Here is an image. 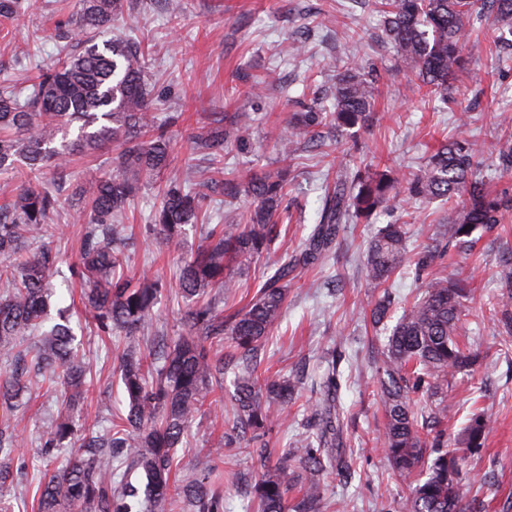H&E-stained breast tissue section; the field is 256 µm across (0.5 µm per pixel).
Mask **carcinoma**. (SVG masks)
Instances as JSON below:
<instances>
[{"instance_id":"1","label":"carcinoma","mask_w":512,"mask_h":512,"mask_svg":"<svg viewBox=\"0 0 512 512\" xmlns=\"http://www.w3.org/2000/svg\"><path fill=\"white\" fill-rule=\"evenodd\" d=\"M136 0H80L76 28L88 34L81 47L35 76L28 93L0 90V173L20 178L12 203L0 206V268L8 289L0 295V354L10 359L0 370V488L13 470L24 472L20 440L11 416L30 399L33 382L46 379L66 385L69 406L84 405L85 381L93 365L79 354L69 321L44 329L50 304L47 277L59 253L42 241L48 218L61 208L63 189L50 179L30 186V176L64 170L74 156L95 155L117 144L105 158L109 172L76 183L68 205L74 220L85 224L71 278L85 284L83 303L101 336L124 333L119 356L120 380L128 412L101 431H78L74 420L57 416L39 435L41 455L58 458L63 443L79 436L81 456L54 470L44 469L37 484V512H224V486L213 479L220 458L196 474L176 479V451L188 424L215 393H224V357L237 360L232 429L252 444L260 471L253 486L257 512H319L325 488L319 474L339 470L334 454L341 417L336 410V362L320 377L323 399L308 415L314 432L267 465L265 435L274 424L272 406L288 407L296 399L298 378L271 377L259 371L258 352L280 323L286 308L288 275L281 265L245 307L224 313L212 291L230 295L235 283L232 261L248 262L268 251L284 206L288 175L279 169L224 171V145L241 137L248 117L224 115L191 134L196 160L207 164L209 179L224 194L244 193L253 208L244 224L208 225L198 248L179 269L184 302V334L156 336L149 351L139 336L153 323L163 283L144 273L133 281L123 274L126 239L120 218L140 189L144 176L169 174L160 205L149 217V233L158 246L177 243L184 226L204 223V194L186 184L174 165L169 140L155 131L140 43L123 37L102 42L112 22ZM512 30V0H384V33L401 61L417 72L413 90L448 95V84L461 69V53L473 16L482 11ZM370 81L358 58L346 62L336 77L329 107L302 105L275 134L279 149L290 155L319 127L338 130L364 126L373 119ZM502 168L512 171V117H501ZM481 149L467 139L442 143L418 169L399 173L386 167L373 173L347 171L321 210L319 223L305 242L303 262L329 257L338 226L366 220L384 209L394 212L408 200L442 199L444 222L461 246L472 247L477 232L492 230L512 212V195L497 192L475 177ZM408 223L385 225L370 241L365 269L374 288L396 273L420 277L448 245L413 252L407 247ZM471 289L464 278L437 274L403 313L376 363L384 417L381 447L392 473L407 483L404 512H466L459 474L466 456L485 445L487 421L476 413L460 447L445 446L448 378L472 372L477 351L460 340ZM385 293L374 301L371 318L379 324L392 306ZM33 345L23 346L26 337ZM125 468L145 478L143 489L115 480Z\"/></svg>"}]
</instances>
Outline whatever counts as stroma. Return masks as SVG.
Segmentation results:
<instances>
[{"instance_id": "1", "label": "stroma", "mask_w": 512, "mask_h": 512, "mask_svg": "<svg viewBox=\"0 0 512 512\" xmlns=\"http://www.w3.org/2000/svg\"><path fill=\"white\" fill-rule=\"evenodd\" d=\"M142 0L125 17L127 29L142 39L146 76L151 86L154 122L173 138V153H192V130L227 113H249L251 121L241 141L224 149V168L261 171L268 166L289 169L286 203L291 216L270 250L238 271L239 287L225 307H243L284 260L296 264L288 282L287 308L265 344L262 369L268 374L304 376L306 382L288 417L276 421L270 435L272 456L305 437L304 421L321 391L316 382L328 362L338 364L340 386L336 404L343 425L336 438L345 459V476L321 475L328 500L336 512H402L405 484L389 470L379 445L383 416L375 392L372 359L387 333L371 320L377 296L364 268L370 240L388 217L375 213L370 221L339 225L336 247L324 263L301 264V251L326 196L342 171L386 165L414 169L439 143L453 138L477 142L483 153L477 175L491 189L512 194V177L502 175L498 155L497 119L512 113V47L499 43L491 21L476 22L463 47L464 70L460 93L418 96L411 88L417 78L403 64L383 32V15L367 0ZM77 11V0H23L13 17H0V83L26 85L46 64L74 51L77 33L58 37V27ZM359 50L375 97L371 127L357 136H340L327 147L300 144L295 155L282 154L268 139L267 130L285 124L300 102L330 103L336 74L352 50ZM186 119L172 123L176 113ZM163 178L144 179L127 211L128 275H159L167 289L157 306L154 328L175 337L181 333V303L175 277L182 256L202 242L201 226L187 227L178 244L157 248L146 228L158 201ZM405 215L410 244L422 249L445 228L437 204L410 202ZM61 208L49 219L47 238L61 255L59 272L51 279L60 305L69 307L71 322L82 338L80 352L95 368L87 378V399L75 422L100 429L111 415L126 413L128 401L115 371L123 348L122 336L97 335L82 307L78 281H64L80 247L82 225ZM512 256V218L489 233H480L471 251L449 247L448 276L469 277L472 294L462 336L481 354L474 372L457 375L448 384L451 404L445 437L457 447L473 413L487 419L486 444L472 455L462 477L464 499L476 512H512V335L503 332L496 314L508 308V298L497 283L500 262ZM223 401L198 415L188 428L187 443L178 449L181 473L203 468L215 454L223 421L231 414ZM63 409L62 388H38L14 420L26 459L25 474L5 487L14 512H33L28 503L36 492V477L46 463L40 456L38 430ZM225 512H251L250 499L238 487L236 476L257 471L248 448L238 447L225 457Z\"/></svg>"}]
</instances>
